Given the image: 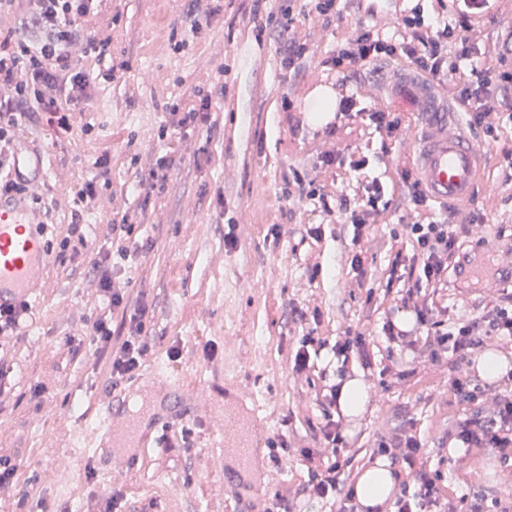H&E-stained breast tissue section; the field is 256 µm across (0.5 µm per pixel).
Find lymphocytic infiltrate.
<instances>
[{
	"mask_svg": "<svg viewBox=\"0 0 512 512\" xmlns=\"http://www.w3.org/2000/svg\"><path fill=\"white\" fill-rule=\"evenodd\" d=\"M96 0H0V12L18 15L16 27L0 30V196L27 200L39 213L42 226H50L52 207L31 193L28 182L16 168V147L27 125L40 123L62 132H72L78 101L88 87L85 75L77 71L74 60L92 54L105 57L109 38L88 35L84 22L95 9ZM364 0H315V11L322 27L342 20L352 11L357 22L336 46L321 67L335 71L339 84L356 80L362 69L376 62L393 61L413 68L440 88L458 111L464 112L470 126L494 134L499 127L512 124V98L500 88L512 84V71L502 70L512 45L477 48L471 33L469 13L449 18L445 11L422 5L402 10L395 20L382 23L362 17ZM287 23L283 45V64L298 70L302 60L311 58L314 45L310 31L297 20L292 8H285ZM401 180L412 205L413 217L406 225L408 269L415 282L402 294L396 309L413 314L415 322L404 328L394 320L382 326L384 337L397 355L383 366V374L402 376V357L420 361L448 360L453 372L448 389L462 403L476 405L470 416L448 425L446 436L464 448H482L498 456L501 463L512 462V393L483 390L466 373L473 356L488 344L512 356V293L485 297L481 310L449 320L433 297L422 294V287L445 288L451 274L461 273L470 254L467 245L480 231L473 223L456 224L434 219L430 199L413 170L401 172ZM297 192H286L284 199L316 201L326 216H348L355 239L371 235L387 208L385 187L379 179L364 185L357 202L340 196L329 203L320 187H307L303 176H295ZM128 215L112 218L107 236L110 245L99 253L90 272L107 304L87 326L84 336L96 351L108 353V374L112 380H130L138 373L150 346L143 331L150 317L144 302L130 301L127 291L112 276L115 259H129L141 249L133 240ZM291 316L302 336L291 357L295 376L309 377L316 368L313 349H331L342 364L368 367L374 350L364 336H346L326 344L304 308H293ZM340 387L325 384L314 398L322 409L320 445L310 448L282 440L281 448L299 459L308 479L301 488L282 487L269 500L265 512H296L301 498L341 499V512H512V497L487 500L474 494L462 505L443 494V473L437 454L425 448L416 434L401 430L379 442L378 455L388 457L399 492L393 504L373 507L356 502L353 492L343 489L340 471L347 467L354 451L339 432L334 412L339 405Z\"/></svg>",
	"mask_w": 512,
	"mask_h": 512,
	"instance_id": "1",
	"label": "lymphocytic infiltrate"
}]
</instances>
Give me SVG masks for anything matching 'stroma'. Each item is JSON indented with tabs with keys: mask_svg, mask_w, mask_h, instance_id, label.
Returning a JSON list of instances; mask_svg holds the SVG:
<instances>
[{
	"mask_svg": "<svg viewBox=\"0 0 512 512\" xmlns=\"http://www.w3.org/2000/svg\"><path fill=\"white\" fill-rule=\"evenodd\" d=\"M211 15L198 29L187 17L189 0H98L88 33L111 39V63L80 59L89 83L73 133L33 128L21 144L35 153L24 171L45 202L55 207L51 240L79 222L86 240L81 253L52 263L31 299L32 319L6 361L10 372L0 387V459L16 468L12 487L0 491V512H110L113 494L123 508L154 487L170 490L159 512H264L284 485L306 477L299 461L270 460L261 453L243 478L225 480L223 449L214 447L205 396L223 400L226 379L243 411L269 416L262 438L319 443L322 410L312 399L322 382L361 381L368 393L358 413L346 416L343 434L357 454L346 470L354 486L381 436L401 428L416 432L426 447H445L449 422L469 416L471 406L448 393L447 364L406 363L401 379L382 375L387 362L382 324L395 309L407 278L395 266L406 249L410 203L402 190L386 192L388 208L372 241L354 244L353 227L327 222L310 201L288 206L283 195L294 172L309 170L324 141V124L314 123L317 89L335 88V75L316 61L333 51L354 25L352 17L321 29L300 0L314 34L315 57L299 72L282 66L279 0L253 8L250 0H212ZM113 79H105L108 65ZM383 63L370 65L356 89L368 104L398 113L411 128L419 113L381 90ZM211 97L207 125L178 127L174 104H188L194 90ZM293 100L284 111V97ZM175 133L165 148L160 130ZM482 151L480 182L466 210L483 224L489 245L512 249V191L500 184L504 151L512 149V127L495 136L470 130ZM346 153L366 158L381 181L414 160L413 141L386 143L360 120L340 134ZM104 166H96V159ZM168 178L151 196L134 189L158 160ZM96 179L99 208L73 213L71 200L87 179ZM128 214L147 251L115 265L114 275L131 300L151 306L147 324L151 349L138 378L152 374L185 381L193 398L173 408L172 428L191 432V448L148 449L129 455L122 471L108 473L81 443L112 387L104 362L91 357L78 337L93 319L101 293L89 274L91 259L106 244L111 213ZM320 226L321 237L310 235ZM361 247L365 285L352 287L347 262ZM322 266L311 275L312 263ZM318 309L317 334L337 340L364 333L377 351L371 368L342 369L321 351L311 383L294 381L289 357L301 331L292 307ZM179 358H170L171 348ZM512 491V467L484 451L455 452L448 462L446 492L461 497Z\"/></svg>",
	"mask_w": 512,
	"mask_h": 512,
	"instance_id": "obj_1",
	"label": "stroma"
}]
</instances>
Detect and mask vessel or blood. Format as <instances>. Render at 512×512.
Listing matches in <instances>:
<instances>
[{
	"mask_svg": "<svg viewBox=\"0 0 512 512\" xmlns=\"http://www.w3.org/2000/svg\"><path fill=\"white\" fill-rule=\"evenodd\" d=\"M383 90L392 100H411L424 121L416 137L417 166L430 195L448 203L474 199L481 167V150L465 134L463 122L440 100L435 89L408 69L387 73ZM51 255L38 230L36 213L22 200H0V307L32 298L48 267ZM144 386H132L108 398L84 436L92 448L111 452L115 448H146L153 443V430L134 411V397ZM217 423L223 424L217 447L225 462L236 471H249L256 454L257 416L236 414L233 406H214Z\"/></svg>",
	"mask_w": 512,
	"mask_h": 512,
	"instance_id": "1",
	"label": "vessel or blood"
}]
</instances>
